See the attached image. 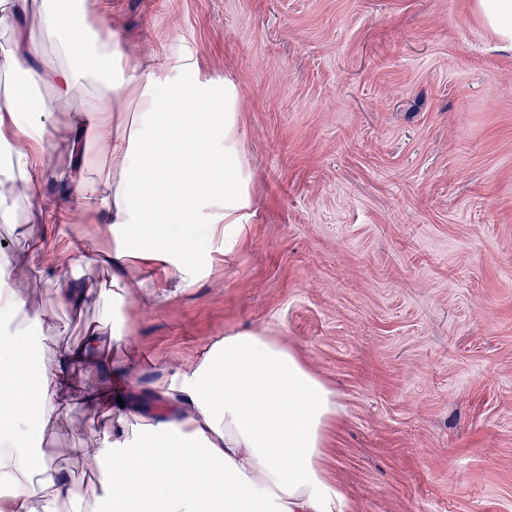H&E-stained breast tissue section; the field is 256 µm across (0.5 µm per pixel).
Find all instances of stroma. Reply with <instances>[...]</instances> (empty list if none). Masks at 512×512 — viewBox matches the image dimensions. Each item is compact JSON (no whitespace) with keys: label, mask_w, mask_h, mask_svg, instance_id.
<instances>
[{"label":"stroma","mask_w":512,"mask_h":512,"mask_svg":"<svg viewBox=\"0 0 512 512\" xmlns=\"http://www.w3.org/2000/svg\"><path fill=\"white\" fill-rule=\"evenodd\" d=\"M152 64L237 89L252 205L225 250L193 226L192 282L115 308L139 397L229 332L293 344L336 393L326 467L357 512H512V51L475 0H85ZM19 202L0 250L24 255ZM42 351L100 317L57 279L107 281L112 229L43 227ZM37 446L80 488L109 409L70 398Z\"/></svg>","instance_id":"stroma-1"}]
</instances>
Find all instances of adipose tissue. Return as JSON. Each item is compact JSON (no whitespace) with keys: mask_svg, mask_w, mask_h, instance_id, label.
Returning a JSON list of instances; mask_svg holds the SVG:
<instances>
[{"mask_svg":"<svg viewBox=\"0 0 512 512\" xmlns=\"http://www.w3.org/2000/svg\"><path fill=\"white\" fill-rule=\"evenodd\" d=\"M32 10L38 27L19 29ZM82 10L81 0H0V35L18 36L0 57V225L14 226L13 201L38 198L51 171L68 187L56 220L77 208L112 226L102 258L112 285L57 280L55 304L70 311L95 298L120 305L136 288L187 275L196 254L171 226L199 224L211 236L241 223L250 204L233 86L144 66L117 34L84 24ZM47 36L58 62L45 71L36 61ZM60 100L74 106L66 127L53 121ZM61 140L80 157L78 172L52 171ZM148 225L157 230L149 242ZM17 267L0 256V512H355L325 464L334 392L262 329L225 334L154 383L148 400L117 375L93 393L124 405L112 412L108 446L83 451L99 466L98 486L78 489L32 442L59 421L71 371L108 367L119 333L105 315L78 344L33 358L43 318L12 287Z\"/></svg>","mask_w":512,"mask_h":512,"instance_id":"1","label":"adipose tissue"}]
</instances>
